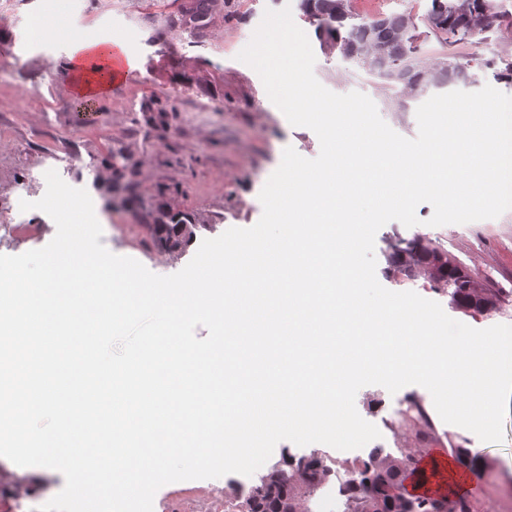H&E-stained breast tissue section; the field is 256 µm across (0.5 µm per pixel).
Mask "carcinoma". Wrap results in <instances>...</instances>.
<instances>
[{
	"instance_id": "obj_1",
	"label": "carcinoma",
	"mask_w": 512,
	"mask_h": 512,
	"mask_svg": "<svg viewBox=\"0 0 512 512\" xmlns=\"http://www.w3.org/2000/svg\"><path fill=\"white\" fill-rule=\"evenodd\" d=\"M217 0H192L182 7L185 23L201 30L209 23ZM426 30L418 31L411 13L355 18L347 0H301V9L324 48L354 59L361 67L382 76L384 57L389 52L401 53V64L411 70L403 94L415 97L426 85L445 87L466 83L473 71L490 70L499 82L512 85V45L503 47L490 59L480 46L502 28L512 27V10L496 0L495 10L485 11L486 0H468V8L458 9L459 0H430ZM435 39L443 48V57L427 62L424 45ZM151 230L155 246L165 250L174 244L187 246L198 226L183 213L171 214L161 208L143 214ZM393 271L412 276L429 259L443 258L439 274L432 279L433 288L449 297V303L465 313H489L501 305L494 292H479L472 287L470 276L448 255V251L431 246L419 238H399L390 245ZM407 426L420 430L429 427L425 411L416 399L410 401L401 416ZM420 449L410 448L395 457L375 449L370 456L346 463L351 480L342 488L344 512H481L477 502L462 497L430 499L420 496L402 499V475L417 464ZM303 473L292 480L293 471ZM329 473L322 458L310 454L295 457L288 454L282 464L263 475L264 482L251 487L241 496L240 512H310L301 510L300 502L311 496Z\"/></svg>"
}]
</instances>
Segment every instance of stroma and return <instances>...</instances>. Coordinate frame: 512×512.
Returning a JSON list of instances; mask_svg holds the SVG:
<instances>
[{
  "mask_svg": "<svg viewBox=\"0 0 512 512\" xmlns=\"http://www.w3.org/2000/svg\"><path fill=\"white\" fill-rule=\"evenodd\" d=\"M185 0H0V254L18 255L46 246L54 221L39 210L23 211L20 201L40 199L44 174L56 170L70 186L86 189L103 229L101 244L136 259L158 275L184 268L202 240L232 227L248 228L262 215L259 193L278 168L286 147L315 158V133L291 125L270 101L259 75L238 58L265 9L290 7L316 57L314 73L332 92L359 91L376 104L382 119L400 135L418 133L420 98L396 105V88L371 75L339 52L323 48L304 17L299 0H220L209 26L190 31L180 21ZM59 17L67 39L39 35L29 24L42 13ZM112 39L136 60L123 82L91 105L78 120L75 85L63 70L77 39ZM161 204L207 220L185 248L155 247L142 218L143 206ZM429 204H420V225L392 221L375 237L376 276L385 288L413 291L444 307L447 315L476 329L512 325V209L499 217L467 224L428 226ZM422 238L447 250L479 288L502 298L498 310L466 315L434 291L425 273L415 277L387 272L388 244L395 238ZM424 406L432 431L420 443L414 429L400 427L409 398ZM358 413L375 424L376 448L391 455L426 446L429 453L450 445L477 450L489 462L473 471L463 494L485 512H512V409L504 419V439L484 442L472 432L444 423L423 387L389 393L367 385L356 394ZM257 476L228 474L216 479L170 483L156 493L154 512H232L238 487Z\"/></svg>",
  "mask_w": 512,
  "mask_h": 512,
  "instance_id": "stroma-1",
  "label": "stroma"
}]
</instances>
